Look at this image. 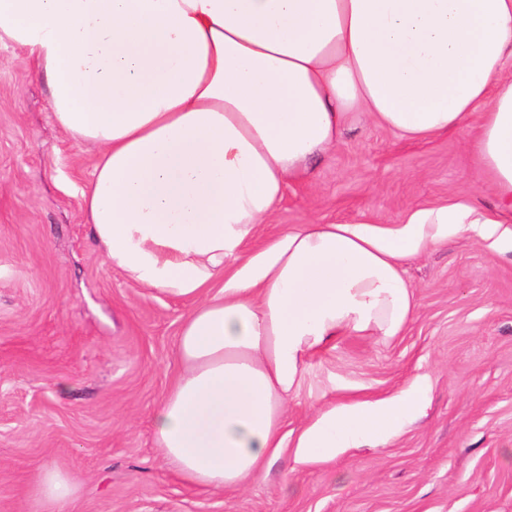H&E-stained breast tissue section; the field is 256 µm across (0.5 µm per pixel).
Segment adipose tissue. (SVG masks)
Here are the masks:
<instances>
[{
	"instance_id": "obj_1",
	"label": "adipose tissue",
	"mask_w": 512,
	"mask_h": 512,
	"mask_svg": "<svg viewBox=\"0 0 512 512\" xmlns=\"http://www.w3.org/2000/svg\"><path fill=\"white\" fill-rule=\"evenodd\" d=\"M0 43L45 80L54 124L97 151L82 193L95 247L131 280L196 301L154 415L181 480L237 490L283 448L322 464L425 414L418 374L283 435L313 355L404 335L410 260L467 234L512 248V0H0ZM356 112L412 140L473 126L495 205L420 203L387 227L316 218L245 256Z\"/></svg>"
}]
</instances>
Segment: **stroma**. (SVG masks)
Masks as SVG:
<instances>
[{"instance_id":"stroma-1","label":"stroma","mask_w":512,"mask_h":512,"mask_svg":"<svg viewBox=\"0 0 512 512\" xmlns=\"http://www.w3.org/2000/svg\"><path fill=\"white\" fill-rule=\"evenodd\" d=\"M95 161L52 122L24 51L0 44V512H53L34 495L49 469L76 485L64 512H512V251L462 237L412 260L403 336H347L309 360L284 435L316 406L428 374L431 406L398 438L315 466L286 450L243 489L203 491L153 439L194 302L132 281L94 246L82 193ZM467 194L494 203L467 130L418 142L362 115L245 252L315 217L398 224Z\"/></svg>"}]
</instances>
